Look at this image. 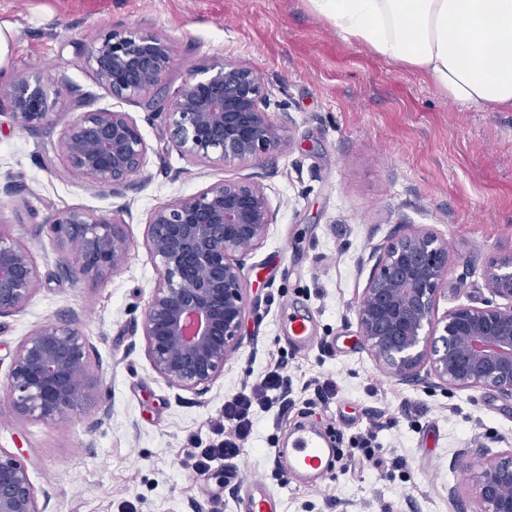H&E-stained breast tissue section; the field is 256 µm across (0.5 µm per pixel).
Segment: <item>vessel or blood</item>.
<instances>
[{
    "label": "vessel or blood",
    "instance_id": "b4317fda",
    "mask_svg": "<svg viewBox=\"0 0 512 512\" xmlns=\"http://www.w3.org/2000/svg\"><path fill=\"white\" fill-rule=\"evenodd\" d=\"M272 454L283 472L292 479L318 486L336 454V442L324 429L300 425L291 435L287 447L273 449ZM243 512H281L279 497L259 477L247 479Z\"/></svg>",
    "mask_w": 512,
    "mask_h": 512
}]
</instances>
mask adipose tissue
Returning a JSON list of instances; mask_svg holds the SVG:
<instances>
[{
  "label": "adipose tissue",
  "mask_w": 512,
  "mask_h": 512,
  "mask_svg": "<svg viewBox=\"0 0 512 512\" xmlns=\"http://www.w3.org/2000/svg\"><path fill=\"white\" fill-rule=\"evenodd\" d=\"M376 57L429 76L451 102L512 111V0H303Z\"/></svg>",
  "instance_id": "adipose-tissue-1"
}]
</instances>
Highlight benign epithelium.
I'll return each mask as SVG.
<instances>
[{
    "instance_id": "benign-epithelium-1",
    "label": "benign epithelium",
    "mask_w": 512,
    "mask_h": 512,
    "mask_svg": "<svg viewBox=\"0 0 512 512\" xmlns=\"http://www.w3.org/2000/svg\"><path fill=\"white\" fill-rule=\"evenodd\" d=\"M98 82L125 100L158 95L149 119L164 124L177 150L205 163L269 161L283 143L288 113L269 111L264 84L252 69L230 62L202 64L176 88L168 43L153 34L109 31L82 48ZM13 123L35 130L49 123L48 93L38 78L13 80ZM58 146L66 168L117 193L146 161L148 147L127 112L78 113ZM264 186L223 180L156 206L145 244L158 279L141 323L154 370L170 383L202 393L224 371L241 340L246 312L248 252L276 223ZM123 219L108 222L82 211L50 219L60 239L76 243L65 272L102 278L124 262L129 241ZM373 266L356 309L360 336L376 364L400 383L434 388H488L512 399V257L493 259L488 288L497 303L459 305L436 316L448 276V243L410 228L370 256ZM39 271L29 247L0 231V318L32 299ZM89 345L72 318L34 328L18 346L8 377L15 412L53 420L79 410L90 396ZM481 459L473 512H512V450L492 454L475 442ZM0 512H45L24 464L0 450Z\"/></svg>"
}]
</instances>
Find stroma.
Instances as JSON below:
<instances>
[{"label":"stroma","mask_w":512,"mask_h":512,"mask_svg":"<svg viewBox=\"0 0 512 512\" xmlns=\"http://www.w3.org/2000/svg\"><path fill=\"white\" fill-rule=\"evenodd\" d=\"M3 21L15 44L0 68V226L32 249L40 279L24 310L0 318V449L26 466L40 507L240 512L242 479L260 477L284 512H473L481 461L468 449L487 439L491 453L512 448V401L482 388L401 384L365 348L356 308L369 256L401 224L448 243L438 314L490 299L488 259L512 256V112L449 102L427 77L337 34L303 0H0ZM110 30L167 38L174 87L203 62L253 69L271 111L291 118L286 146L263 166H204L180 155L164 124L148 120L150 95L112 98L78 52ZM20 75L48 90L44 129L10 118L9 84ZM82 106L129 113L140 126L146 163L119 193L79 179L60 156L59 132ZM224 179L262 183L278 215L246 258L242 340L198 395L160 376L148 357L141 323L157 271L144 239L155 206ZM71 210L106 220L123 213L132 246L119 270L97 280L65 275L74 245L47 222ZM298 303L316 318L317 340L303 349L281 327ZM70 317L90 346V399L53 421L15 413L7 384L19 344L35 326ZM278 363L288 399L257 414L236 479L220 469L192 475L183 461L213 440L210 422L225 398ZM328 379L336 395L325 402L317 387ZM306 421L352 453L315 489L287 480L270 453ZM371 427L378 437L368 458L351 446Z\"/></svg>","instance_id":"obj_1"}]
</instances>
